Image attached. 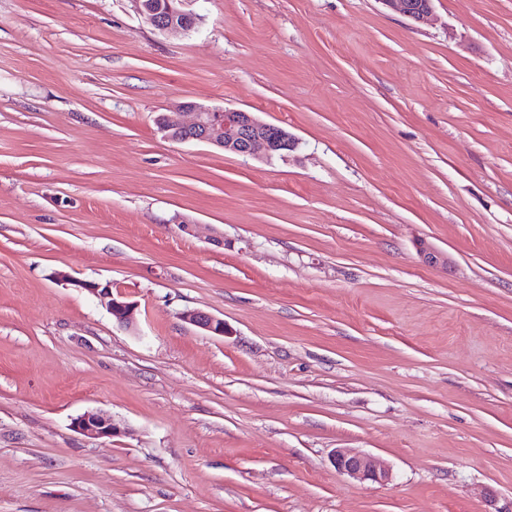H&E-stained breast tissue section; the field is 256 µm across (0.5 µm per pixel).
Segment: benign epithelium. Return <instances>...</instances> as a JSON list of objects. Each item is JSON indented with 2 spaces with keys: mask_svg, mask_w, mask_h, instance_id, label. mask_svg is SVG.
<instances>
[{
  "mask_svg": "<svg viewBox=\"0 0 512 512\" xmlns=\"http://www.w3.org/2000/svg\"><path fill=\"white\" fill-rule=\"evenodd\" d=\"M138 14L154 27L165 33L172 31L188 32L196 27L197 15L187 9L190 0H132ZM382 4L416 24L427 25L433 21L434 0H379ZM188 112L191 119L186 121L181 114ZM160 129L165 135L181 143H205L223 151L258 159H270L282 151L297 147L295 138L284 128L264 122L253 113L244 110H219L183 103L179 108L162 116ZM71 284L93 293H103L109 297L112 317L121 326L132 323L135 305L126 301L120 291H112V285L100 287L96 284L76 279ZM183 320L193 326L218 336L227 333L224 320L211 314L186 310ZM75 429L91 438H112L122 433L111 418L99 413L88 412L76 418ZM339 472L360 480L382 482L388 472L377 461L358 451L339 448L332 459Z\"/></svg>",
  "mask_w": 512,
  "mask_h": 512,
  "instance_id": "1",
  "label": "benign epithelium"
}]
</instances>
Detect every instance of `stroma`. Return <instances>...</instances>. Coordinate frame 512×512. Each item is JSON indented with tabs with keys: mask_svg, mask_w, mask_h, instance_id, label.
<instances>
[{
	"mask_svg": "<svg viewBox=\"0 0 512 512\" xmlns=\"http://www.w3.org/2000/svg\"><path fill=\"white\" fill-rule=\"evenodd\" d=\"M434 6L0 0V512H512V0ZM139 15L159 32H188L196 27L197 15L187 9L190 0H132ZM381 2L416 24L427 25L433 20L434 0H381ZM183 113H190L191 119L183 120ZM159 126L174 141L205 143L258 159H271L298 144L286 129L263 122L252 112L209 109L193 103H182L177 111L164 114ZM72 285L78 288L87 289L93 293H103L109 297V308L112 317L115 318L120 326L127 327L132 323L135 305L133 302L126 301V296L115 289V294L112 291V284H106L104 287L99 285L73 280ZM181 315L186 323L215 335L224 336L227 333L223 319L211 314L198 310H186ZM74 427L79 433L91 438H112L122 433L111 418L92 412L76 418ZM332 463L339 472L360 480L382 482L388 477V472L373 457L352 449H337Z\"/></svg>",
	"mask_w": 512,
	"mask_h": 512,
	"instance_id": "obj_1",
	"label": "stroma"
}]
</instances>
